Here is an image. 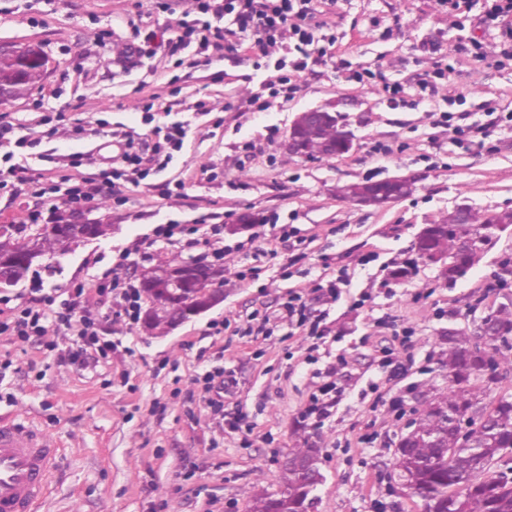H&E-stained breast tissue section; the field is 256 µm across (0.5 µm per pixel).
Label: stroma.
I'll return each mask as SVG.
<instances>
[{
  "label": "stroma",
  "instance_id": "obj_1",
  "mask_svg": "<svg viewBox=\"0 0 512 512\" xmlns=\"http://www.w3.org/2000/svg\"><path fill=\"white\" fill-rule=\"evenodd\" d=\"M150 0H0V44L38 45L48 56L40 80L0 105L16 132L38 139V152L65 168L84 155L83 175L105 181L109 137L93 134L97 121L122 124L145 136L141 84L160 94L159 110L186 120L183 151L147 184L126 186L124 205L100 195L91 216L108 234L37 259L26 278L0 288L12 305L26 303L36 283L48 288L96 285L119 250L131 255L120 275L139 281L144 269L197 258L212 263L205 233L195 244L157 242L148 255L135 242L159 224H256L225 233L224 298L174 330L155 335L128 325L110 301H91L90 316L116 348L110 358L72 361L76 345L59 321L41 343L0 335V417L48 432L62 450L41 512H250L255 492H275L283 462L296 448H320L323 481L313 512H423L395 469L402 437L448 392L440 359L449 328L474 333L480 318L512 295V232L456 282L417 254L422 227L440 223L457 206L482 214L512 210V65L501 70L458 54L476 39L489 52L502 48L499 30L449 14L439 0H333L326 18L340 39L327 64L296 79L289 99L265 110L249 106L265 71L256 53L239 49L223 61L177 78L170 63L153 58L127 69L120 47ZM454 73L435 91L417 83L435 62ZM370 69L407 87L403 102L387 103L377 88L350 80ZM464 104H455L458 92ZM204 100L220 110L194 112ZM324 109L353 138L340 158L300 159L285 148L299 113ZM466 112L475 127L459 143L440 122L443 112ZM53 114L45 136L41 118ZM404 177L412 193L386 207L338 196L363 180ZM184 181L181 195L167 186ZM295 227L281 242L273 221ZM254 269L256 278L239 280ZM347 280L336 301L318 299L315 285ZM308 296L323 332L317 351L278 313L289 292ZM271 314V335L248 336L254 310ZM224 324L214 333V321ZM231 371L224 413L243 414L245 434L217 422L193 378L214 367ZM336 385V403L316 419L303 411L320 386Z\"/></svg>",
  "mask_w": 512,
  "mask_h": 512
}]
</instances>
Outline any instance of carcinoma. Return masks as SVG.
<instances>
[{
    "mask_svg": "<svg viewBox=\"0 0 512 512\" xmlns=\"http://www.w3.org/2000/svg\"><path fill=\"white\" fill-rule=\"evenodd\" d=\"M28 61L21 62L8 55L0 56V86L16 97L41 77L45 56L35 46L24 47ZM293 134L310 157H327L338 142V123L326 113L314 118L301 117ZM494 222L512 224V211L480 214L469 210L464 221L457 212L448 213L441 223L448 230L440 235L417 236L415 249L419 255L437 248L448 258L461 256L463 250L480 234L482 226ZM21 227L8 224L0 231V287L13 286L25 278L32 261L18 262L14 257L28 249L39 258L66 247V243L48 234L36 233L20 239ZM498 320L507 329V336H490L485 346L499 355L501 368H512V310H498ZM479 347L478 339L464 332L448 334V395L440 402L456 412L472 411L463 436L452 431V419L433 409L415 422V430L405 441L396 467L400 476L417 489L439 497V512H512V467L495 478L485 477L488 467L503 451L512 449V401H496L490 411L479 407L483 380L470 371V357ZM306 448H298L288 456L281 474L280 490L288 496L277 501L274 495L261 493L253 500L251 512H298L307 496L306 487L322 478L320 470L300 472L295 462L305 458Z\"/></svg>",
    "mask_w": 512,
    "mask_h": 512,
    "instance_id": "cac0c4a2",
    "label": "carcinoma"
}]
</instances>
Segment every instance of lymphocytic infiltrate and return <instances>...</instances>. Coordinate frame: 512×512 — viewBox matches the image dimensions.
<instances>
[{
	"label": "lymphocytic infiltrate",
	"instance_id": "1",
	"mask_svg": "<svg viewBox=\"0 0 512 512\" xmlns=\"http://www.w3.org/2000/svg\"><path fill=\"white\" fill-rule=\"evenodd\" d=\"M180 0H154L155 13L176 15L174 27L151 29L144 35L133 36L127 48L131 66L157 53L174 60L175 67L195 68L223 60L225 52L235 50L245 42L257 47L259 59L273 61L275 72L266 81L270 97L291 92V81L312 70L313 66L331 56L337 42L335 33L327 32L321 18L323 0H188L180 8ZM449 11L462 13L481 6L479 25L496 28L506 41L505 48L489 54L479 41H471L466 53L478 64L503 68L512 62V0H447ZM155 95H148L142 107L143 121L148 125L146 137L126 131H112L118 147L112 158L106 185L94 179L74 175L81 159H71L70 173L41 174L27 179L18 177L17 157L34 148L35 140L14 133L12 122L0 119V190L11 195H34L52 201L49 213L29 214L30 222L48 220L62 222L88 209L102 189L114 192L117 204L125 199L118 190L127 184L140 185L150 175L164 170L175 152L181 151L188 133L184 122H157ZM88 290L78 285L69 289L67 299H58L55 292L42 293L32 303L9 308L0 318V335L26 343L45 337L49 311L61 303L66 311L62 321L75 336L79 350H94L99 357L112 353V341L101 339L94 320L86 315Z\"/></svg>",
	"mask_w": 512,
	"mask_h": 512
}]
</instances>
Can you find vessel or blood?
<instances>
[{
  "mask_svg": "<svg viewBox=\"0 0 512 512\" xmlns=\"http://www.w3.org/2000/svg\"><path fill=\"white\" fill-rule=\"evenodd\" d=\"M60 456L44 430L0 418V512H38Z\"/></svg>",
  "mask_w": 512,
  "mask_h": 512,
  "instance_id": "1",
  "label": "vessel or blood"
}]
</instances>
